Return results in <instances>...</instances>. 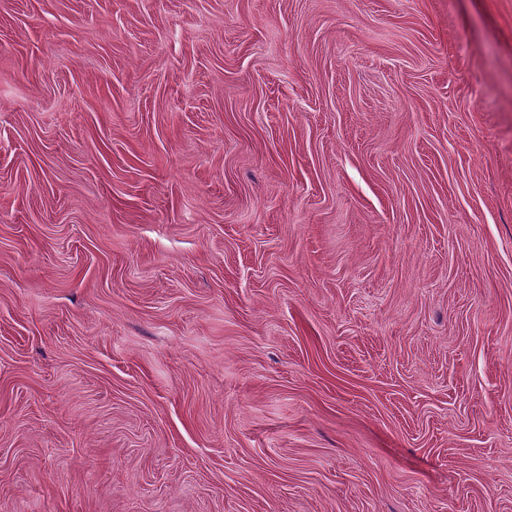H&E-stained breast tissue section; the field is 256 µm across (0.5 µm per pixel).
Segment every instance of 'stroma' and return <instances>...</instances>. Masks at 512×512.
<instances>
[{
  "label": "stroma",
  "instance_id": "stroma-1",
  "mask_svg": "<svg viewBox=\"0 0 512 512\" xmlns=\"http://www.w3.org/2000/svg\"><path fill=\"white\" fill-rule=\"evenodd\" d=\"M0 512H512V0H0Z\"/></svg>",
  "mask_w": 512,
  "mask_h": 512
}]
</instances>
